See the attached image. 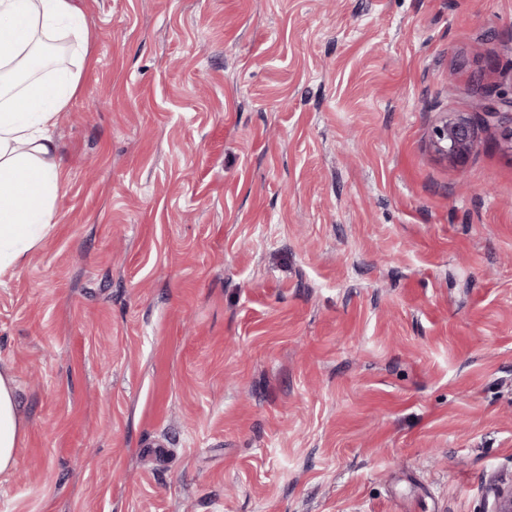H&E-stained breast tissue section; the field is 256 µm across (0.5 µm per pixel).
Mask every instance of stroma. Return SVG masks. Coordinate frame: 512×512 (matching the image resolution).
Here are the masks:
<instances>
[{"instance_id":"stroma-1","label":"stroma","mask_w":512,"mask_h":512,"mask_svg":"<svg viewBox=\"0 0 512 512\" xmlns=\"http://www.w3.org/2000/svg\"><path fill=\"white\" fill-rule=\"evenodd\" d=\"M74 2L64 187L0 274V512H490L512 0ZM446 114L479 123L461 166ZM483 98L485 100L483 112L487 116L496 117L502 120V123H507L506 139L512 143V91L511 95L504 96L494 93L492 90L485 89L483 91ZM432 144L436 152L455 165H463L477 142V126L471 119L446 114L432 129ZM23 429L15 378L7 368H0V474L13 468Z\"/></svg>"}]
</instances>
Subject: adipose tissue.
Masks as SVG:
<instances>
[{
	"label": "adipose tissue",
	"mask_w": 512,
	"mask_h": 512,
	"mask_svg": "<svg viewBox=\"0 0 512 512\" xmlns=\"http://www.w3.org/2000/svg\"><path fill=\"white\" fill-rule=\"evenodd\" d=\"M76 18L71 0H0V272L47 235L63 183L50 130L78 90L48 74L44 37ZM23 415L15 378L0 368V474L15 464Z\"/></svg>",
	"instance_id": "obj_1"
}]
</instances>
